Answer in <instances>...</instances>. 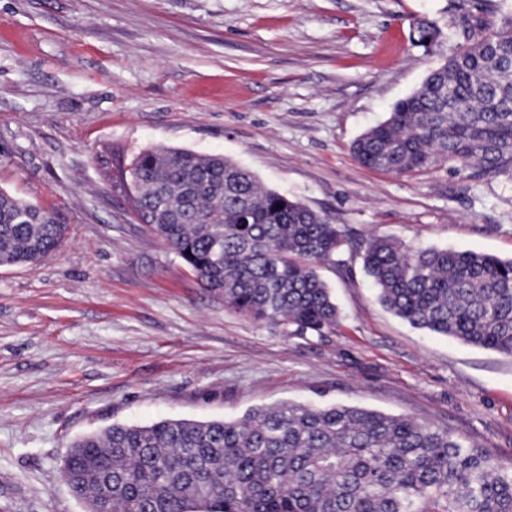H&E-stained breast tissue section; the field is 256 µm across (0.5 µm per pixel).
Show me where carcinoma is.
<instances>
[{"label": "carcinoma", "mask_w": 512, "mask_h": 512, "mask_svg": "<svg viewBox=\"0 0 512 512\" xmlns=\"http://www.w3.org/2000/svg\"><path fill=\"white\" fill-rule=\"evenodd\" d=\"M452 37V54L353 142L363 166L443 167L463 181L512 168V13L468 8ZM442 38L434 21L413 28L428 54ZM121 190L226 308L296 336L336 326L318 268L350 242L344 226L231 159L185 149L138 151ZM64 232L56 214L0 190V267L43 260ZM363 267L410 325L512 356V259L372 238ZM99 467L112 471L111 512H512V471L467 438L342 404L281 402L235 421L166 418L84 436L63 477L93 506L100 490L83 475Z\"/></svg>", "instance_id": "carcinoma-1"}]
</instances>
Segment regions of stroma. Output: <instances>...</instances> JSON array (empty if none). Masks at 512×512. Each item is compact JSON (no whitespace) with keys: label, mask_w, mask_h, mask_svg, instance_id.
I'll return each mask as SVG.
<instances>
[{"label":"stroma","mask_w":512,"mask_h":512,"mask_svg":"<svg viewBox=\"0 0 512 512\" xmlns=\"http://www.w3.org/2000/svg\"><path fill=\"white\" fill-rule=\"evenodd\" d=\"M461 0H0V189L67 230L0 267V512H86L62 478L115 424L357 405L453 430L512 467V356L416 329L379 300L360 245L512 258V172L362 166L352 142L441 58ZM143 148L219 154L352 231L321 268L322 336L225 309L114 184ZM443 32L434 21L419 20L413 28V44L425 53L434 54L442 43Z\"/></svg>","instance_id":"1"}]
</instances>
